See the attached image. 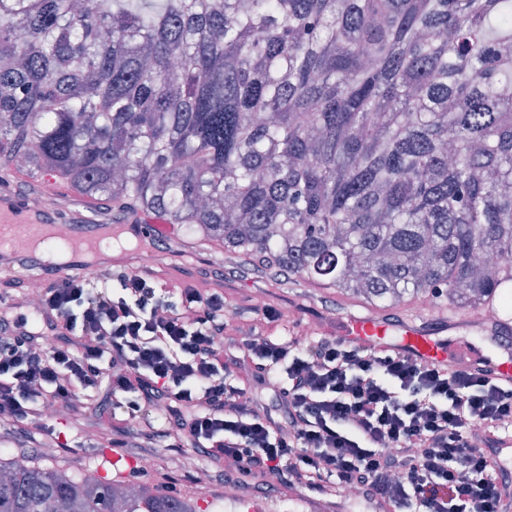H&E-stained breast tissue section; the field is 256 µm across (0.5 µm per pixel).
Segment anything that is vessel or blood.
Here are the masks:
<instances>
[{"label": "vessel or blood", "instance_id": "b4317fda", "mask_svg": "<svg viewBox=\"0 0 512 512\" xmlns=\"http://www.w3.org/2000/svg\"><path fill=\"white\" fill-rule=\"evenodd\" d=\"M103 227L99 224H72L61 229L38 208L18 206L13 200H0V261L25 252L39 258L38 247L54 242L63 234L64 249L74 253V265H81L84 252L91 250ZM124 233L134 239L177 240L171 224H127ZM332 332L347 341L399 353L417 362H433L455 369L466 367L487 373L506 389H512V358H493L484 345L461 340L449 320L420 323L413 319L394 322L377 314L337 317Z\"/></svg>", "mask_w": 512, "mask_h": 512}]
</instances>
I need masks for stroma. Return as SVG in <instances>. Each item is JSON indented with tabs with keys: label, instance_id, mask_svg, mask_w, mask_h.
Wrapping results in <instances>:
<instances>
[{
	"label": "stroma",
	"instance_id": "35a3bbf8",
	"mask_svg": "<svg viewBox=\"0 0 512 512\" xmlns=\"http://www.w3.org/2000/svg\"><path fill=\"white\" fill-rule=\"evenodd\" d=\"M47 215L62 224L72 220L82 224H108L112 221L111 207L100 203L94 208H85L83 199L73 193L60 200L56 208L48 210ZM180 248L191 254V270L180 273L168 263L161 262L153 266L158 277L175 285L184 280L208 289L212 286L210 271L223 268L226 304L224 318L233 325L251 323L253 295L258 291L263 293L265 302L290 313L293 320L301 322L303 329L309 332L322 331L323 317L327 314L364 315L373 311L370 306L354 301L335 289L313 288L285 278L271 282L270 278L252 266L225 260L223 247L216 244L185 237L181 240ZM376 311L393 321L412 317L423 320L450 317L463 321L464 337L478 343L484 340L481 329L466 325L465 313L435 307L425 296L411 303L382 307ZM141 454L142 451L138 448H123L117 452L107 448H94L74 458L58 448L49 456L45 455L43 449L33 448L29 451V458L37 463L54 465L77 473L95 470L108 479H126L130 476L136 458ZM152 455L153 464L144 478L145 483L155 487L164 479H176L180 497L192 499L197 494V486L191 479L192 474H207L211 499L201 502V512H230L228 505L224 503V479L216 474L214 465L205 456L194 454V467L188 470L183 465V455L163 448L154 449Z\"/></svg>",
	"mask_w": 512,
	"mask_h": 512
}]
</instances>
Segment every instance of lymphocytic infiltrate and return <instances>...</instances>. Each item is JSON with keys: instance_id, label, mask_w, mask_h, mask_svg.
I'll list each match as a JSON object with an SVG mask.
<instances>
[{"instance_id": "f902f5d3", "label": "lymphocytic infiltrate", "mask_w": 512, "mask_h": 512, "mask_svg": "<svg viewBox=\"0 0 512 512\" xmlns=\"http://www.w3.org/2000/svg\"><path fill=\"white\" fill-rule=\"evenodd\" d=\"M45 278L0 295V446L63 448L64 408L93 448L202 452L225 481L261 474L314 496L347 485L385 512H512L492 448L512 437V391L325 333L228 332L224 291L151 271ZM117 288H110V281ZM481 447H474V440Z\"/></svg>"}]
</instances>
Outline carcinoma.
<instances>
[{
    "mask_svg": "<svg viewBox=\"0 0 512 512\" xmlns=\"http://www.w3.org/2000/svg\"><path fill=\"white\" fill-rule=\"evenodd\" d=\"M0 169L370 305L512 309V0H0ZM0 512H196L0 450Z\"/></svg>",
    "mask_w": 512,
    "mask_h": 512,
    "instance_id": "carcinoma-1",
    "label": "carcinoma"
}]
</instances>
